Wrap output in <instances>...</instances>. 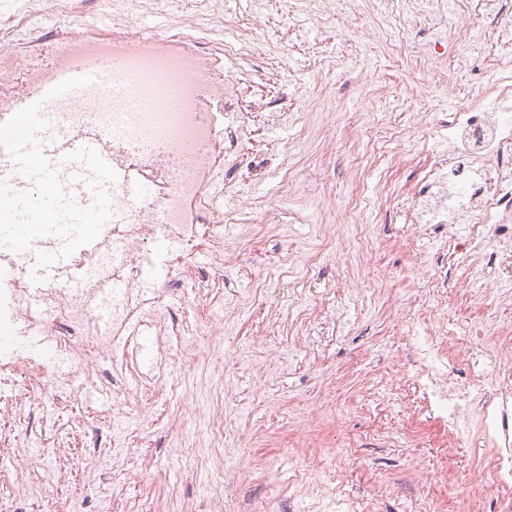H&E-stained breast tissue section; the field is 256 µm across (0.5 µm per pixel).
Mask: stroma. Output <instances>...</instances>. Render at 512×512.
Instances as JSON below:
<instances>
[{
	"label": "stroma",
	"mask_w": 512,
	"mask_h": 512,
	"mask_svg": "<svg viewBox=\"0 0 512 512\" xmlns=\"http://www.w3.org/2000/svg\"><path fill=\"white\" fill-rule=\"evenodd\" d=\"M397 14L395 30L367 8L307 32L288 0H269L264 43L243 40L226 62L242 75L240 93L253 113L244 150L261 157L224 172L238 209L236 222L224 226L232 250L220 267L198 257L201 278L165 298L191 323L208 307L223 309L224 328L200 342L192 366L143 401L128 452L104 470L80 453L85 442L112 447V423L97 419L99 405L142 399L139 391L115 390L121 369L102 362L92 389L69 409L92 421L86 441L0 480V500L13 512H41L29 491L44 487L59 458L66 469L52 491L61 506L78 500L81 512H99L106 494L112 512H249L273 493L284 512H349L350 503L367 500L374 512H424L438 492L440 460L460 482L478 475L481 449H449L447 426L414 418L418 395L401 372L402 331L432 299L424 281L449 259L447 226L411 223L409 208L448 136L434 117L483 85L512 79V23L494 30L497 70L480 62L460 70L452 45L433 42L441 18L402 4ZM279 97L303 115L283 139L261 129L268 102ZM358 107L376 131L375 155L338 156ZM288 140L299 149L287 156ZM285 160L307 171L287 200ZM352 193L365 200L373 240L366 250L352 245L344 222ZM324 218L331 229L322 236L316 226ZM310 252L320 261L305 264ZM454 261L452 282L475 306L443 308L436 330L459 333L481 308L512 323V291L497 287V273L472 274L467 253ZM215 413L224 421L220 439L201 430ZM347 441L357 446V464L336 453ZM201 458L206 467H198Z\"/></svg>",
	"instance_id": "35a3bbf8"
}]
</instances>
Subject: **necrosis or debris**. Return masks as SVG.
Segmentation results:
<instances>
[{
  "mask_svg": "<svg viewBox=\"0 0 512 512\" xmlns=\"http://www.w3.org/2000/svg\"><path fill=\"white\" fill-rule=\"evenodd\" d=\"M111 7L114 22L101 29L81 20L88 0H28L23 10L0 17V112L50 83L59 71L91 68L103 78L101 93L75 92L57 107L66 149L95 139L117 169L141 180L139 198L113 190L118 223L104 225L94 251L76 250L73 266L84 277L67 275L33 287L25 253L0 247V384L12 425H24L26 398L43 392L51 402L80 399L83 378L100 360L122 358L135 387L159 386L142 372L138 357L148 337L159 348L194 346V338L165 336L170 314L160 291L146 279L174 285L196 279L197 256L224 262L223 211L212 204L224 186V165L242 144L249 114L224 68L230 43L213 44L199 25L164 32L138 24L142 0H98ZM418 13L474 20L457 41L459 67L487 59V32L512 21V0H413ZM42 10L66 15V22L40 36L24 35L29 17ZM448 154L428 173L425 197L416 206L419 223L456 225L448 255L479 252L497 270L512 269V86L497 83L472 94L442 121ZM111 278L112 290L99 283ZM428 417L446 422L448 445L458 447L457 422L464 394L448 383L445 360L471 362L478 347H492L485 365L494 390L476 401L482 446L491 456L490 481L476 480L457 493L459 512H482L495 497L500 512H512V325L480 318L456 336H413Z\"/></svg>",
  "mask_w": 512,
  "mask_h": 512,
  "instance_id": "4bbe7bcc",
  "label": "necrosis or debris"
}]
</instances>
